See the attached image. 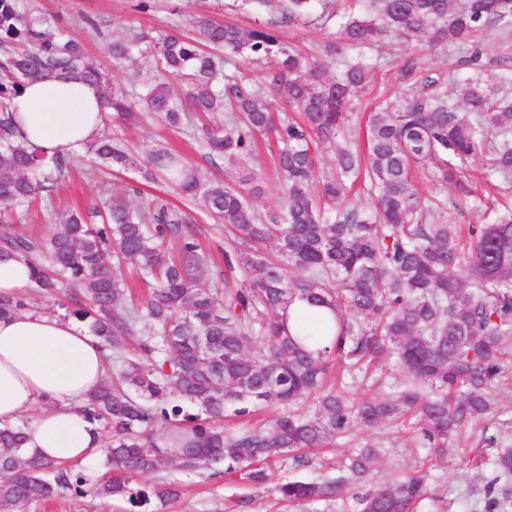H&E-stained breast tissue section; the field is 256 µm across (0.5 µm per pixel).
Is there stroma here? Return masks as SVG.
Returning <instances> with one entry per match:
<instances>
[{
	"mask_svg": "<svg viewBox=\"0 0 512 512\" xmlns=\"http://www.w3.org/2000/svg\"><path fill=\"white\" fill-rule=\"evenodd\" d=\"M33 8L55 18L57 24L75 36H82L85 19L102 20L105 38L89 42L92 56L105 63L113 81L134 90L156 73L151 59L140 60L132 65L111 61L107 44L126 30L143 29L151 35L159 33L190 34L193 16L205 13L223 21L249 27L279 16V0H268L257 6L254 12H238L232 0H148L146 8H139V0H29ZM481 59L478 64L466 63V50L451 45L433 51L417 43L384 45L367 53L366 59L378 63L380 73L370 85L353 126L357 140L366 138V121L369 111L382 102L398 99L407 89L398 78V70L405 55L420 54L433 72L464 82L475 77L491 81L505 75L507 67L501 57L512 49V35L488 34L481 45ZM110 132L114 139L127 146L133 158H141L147 145L163 143L185 153L193 163H200L201 157L190 149L189 136L181 131L168 128L164 123L153 120L135 128L112 124ZM275 138L261 137L259 152L249 163L250 171L257 174L263 189L258 206L264 214H277L281 208V182L271 162V146ZM485 161L475 158L469 168V184L472 196L466 197L451 184L423 182L419 190L423 195H433L449 207L460 224H478L486 208V186L481 179ZM98 181L89 175L84 161H77L68 171L55 177L49 187V198L55 209L64 210L72 206H87L100 193ZM380 448L382 461L377 467L380 478L415 467L418 462L431 459L430 449L417 444L411 434H394L384 428L355 429L352 435L338 440L324 448L309 449L312 465L306 469L292 470L290 463L275 467L274 479L288 476L312 479L324 475L338 457L349 454L364 445ZM502 448H512V397H502L497 414L462 428L447 449V468L431 471L430 491L427 499L417 507L416 512H480L482 507L484 477L490 474L494 455ZM183 493L174 502L160 507L159 512H344L348 499L331 502L305 503L288 506L274 500L270 490H256L242 482H226L216 478L199 482L195 477H183ZM247 501V510H240L239 501ZM127 503L100 500L89 496H78L67 492L52 500L38 504L30 512H126Z\"/></svg>",
	"mask_w": 512,
	"mask_h": 512,
	"instance_id": "1",
	"label": "stroma"
}]
</instances>
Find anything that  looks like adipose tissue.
<instances>
[{
  "label": "adipose tissue",
  "mask_w": 512,
  "mask_h": 512,
  "mask_svg": "<svg viewBox=\"0 0 512 512\" xmlns=\"http://www.w3.org/2000/svg\"><path fill=\"white\" fill-rule=\"evenodd\" d=\"M12 108L22 136L49 155L80 150L102 128L99 93L79 79L27 84ZM104 355L99 339L74 319L25 311L0 317V426L41 406L28 431L30 451L74 464L100 460L95 428L76 407L101 383Z\"/></svg>",
  "instance_id": "1"
}]
</instances>
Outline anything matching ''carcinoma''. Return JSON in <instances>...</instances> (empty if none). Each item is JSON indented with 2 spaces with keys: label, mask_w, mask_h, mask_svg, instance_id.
<instances>
[{
  "label": "carcinoma",
  "mask_w": 512,
  "mask_h": 512,
  "mask_svg": "<svg viewBox=\"0 0 512 512\" xmlns=\"http://www.w3.org/2000/svg\"><path fill=\"white\" fill-rule=\"evenodd\" d=\"M310 2L287 0L280 19L248 29L201 14L193 36L140 33L112 41V60L137 52L161 75L134 96L112 82L84 41L27 12L21 0H0V205L32 206L51 174L71 162L22 142L12 111L26 83L56 73L95 85L115 121L136 126L147 112L189 132L215 169L245 164L256 136L272 132L282 177L281 216L266 221L255 205L262 194L257 177L247 172L226 183L163 145L147 148L145 180L202 200L224 221L230 245L222 288L201 287L209 265L197 218L160 196L137 201L138 190L114 182L111 194L85 209L56 212L57 230L47 238L13 231L15 213L0 210V254L29 261L36 288H69L70 314L89 322L113 367L82 408L107 435L105 477L85 487L74 466L24 448L26 425H5L0 512H30L65 491L163 506L183 488L163 475L168 469L264 490L270 462L306 467L302 450L408 415L419 443L443 466L452 434L497 411L512 361V206L469 225L463 253L455 244L460 225L433 218L436 203L421 199L412 171L432 160V180L448 183L482 157L496 189L511 184L507 81L450 86L429 74L421 57H405L398 78L417 87L369 114L364 154L346 128L373 67L348 58L347 50L373 46L386 34L429 48L474 45L489 30L512 28V0H370L367 14L340 15L338 32L326 35L315 58L279 31ZM270 93L282 94L299 119L273 111ZM320 145L332 153V167L314 192ZM84 153L100 177L131 160L107 133ZM360 174L369 203L348 198V181ZM128 264L153 285L141 305L127 302ZM297 299L332 313L330 344L290 334ZM26 309L25 299L0 296V315ZM388 356L404 374L393 392L356 400L343 387H326L331 369L364 373ZM312 394L313 413L288 410ZM272 404L284 411L261 426L230 424ZM379 456L366 445L341 459L334 476L282 479L274 493L302 503L335 501L351 490L352 512H415L427 474L374 484ZM147 474L156 480L133 492L131 482ZM511 480L508 449L486 478L482 512H507Z\"/></svg>",
  "instance_id": "obj_1"
}]
</instances>
